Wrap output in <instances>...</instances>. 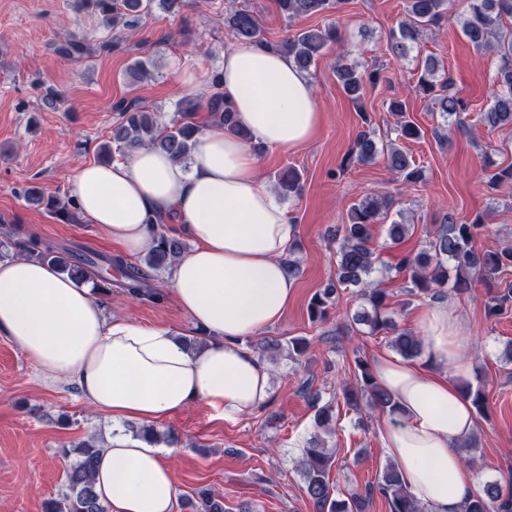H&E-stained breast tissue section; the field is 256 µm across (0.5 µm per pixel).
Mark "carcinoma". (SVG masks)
I'll list each match as a JSON object with an SVG mask.
<instances>
[{"label":"carcinoma","mask_w":512,"mask_h":512,"mask_svg":"<svg viewBox=\"0 0 512 512\" xmlns=\"http://www.w3.org/2000/svg\"><path fill=\"white\" fill-rule=\"evenodd\" d=\"M344 0H276L279 13L287 20L310 17L338 8ZM158 5L165 12L177 14L186 6V0H76V8L90 10L101 17L107 27L115 28L122 24L132 26L133 20L152 11ZM452 0H407V18L399 24L398 31L392 33L388 51L397 59L408 57L414 44L423 31L436 28L448 15ZM512 18V0H467L466 14L460 30L465 39L475 49H492L499 54L500 66L493 80L491 102L481 112V120L494 129H512V34L498 36L495 29L503 18ZM224 31L232 40H248L265 44L286 54L294 65L304 73H310L317 66L324 49L340 40L339 31L334 25L323 28L304 29L293 37L274 44L264 35L259 16L247 7L229 6L224 10ZM89 48L82 42L72 39L57 47V52L67 58L81 57ZM416 87L431 97L438 106L441 117L454 118L455 124H463L462 114L467 105L451 93V82L447 70L441 68L432 57H427L417 66ZM336 78L344 93L354 102L361 100L365 84L376 85L385 79L383 71L373 69L360 71L356 66L340 59L336 64ZM206 110L210 120L223 124L239 138L248 139L247 133L238 128L233 113L224 103V93H214L206 102L192 96L184 98L177 118L171 125L161 127L155 113L130 103L120 106L121 123L114 129L112 139L125 149L132 151L142 146H151L166 153L176 163L188 164L196 146L199 126L194 121L195 113ZM389 112L400 117L394 131L399 140H418L421 128L412 120L405 119L406 101L393 99ZM386 156L388 168L407 183L423 180V169L415 164L412 156L392 142H379L366 130L361 131L353 144L349 159L366 162L378 155ZM482 176L490 187H499L512 180V168L498 170L486 167ZM278 190L286 198L300 190L298 171L289 169L278 177ZM28 201L32 205L43 206L58 220L74 223L80 213L74 200L62 203L56 199H46L35 189L28 191ZM393 201L388 196L365 194L351 207L350 220L336 228L335 237L340 239L336 248L335 277L314 294L308 307L309 318L317 320L326 316L344 288L359 289L364 305L352 315V322L361 326L359 333L370 336L389 333L390 347L406 360L418 357L422 341L410 331L398 332L387 316L389 305L387 294L381 288L371 286L368 278L374 271L375 257L370 247L371 227L388 218ZM484 224L477 217L472 222L458 223L447 217L445 224L435 231L426 247L419 252L406 254L397 264L398 271L408 275L411 294H429L438 287L448 285L458 292L470 290L474 283H489L512 267V247L499 251H478L474 242L482 234ZM15 257H35L54 265L58 271L70 276L86 277L92 269L118 266L123 281L120 288L131 296L158 298L151 292L142 269L128 265L118 257L104 254H86L72 257L68 252L53 245L42 246L31 238H23L15 233L0 242V250ZM186 250L185 242L169 236L160 229L152 230V241L144 256L146 266L155 271L170 268L175 259ZM310 348V340L294 337L286 342L266 341L257 345L262 352L287 353V356H303ZM353 381L343 388L344 403L349 410L362 415L366 410L385 413L395 407L390 393L374 382L372 368L368 360L358 356L354 367L349 370ZM464 396L470 400L478 415L484 414L487 394L485 387L474 386L469 382L461 384ZM336 414L333 406L327 404L319 408L316 427L326 433L333 431ZM135 437L168 446L177 444L178 438L171 432H160L154 426L142 427ZM101 447L93 438L71 448L62 449L64 457L76 455V460L65 469L64 491L59 496L44 502V512H107L93 481ZM335 463V453L324 444L313 441L303 449L297 461L303 477V491L313 504L316 512H368L374 497L385 499L389 512H430V508L417 502L403 486L396 467L387 465L378 480L360 492L341 493L331 481V471ZM192 512H224L220 496L209 487H199L193 491L188 501ZM464 512H512V478L507 486L498 481L483 483L465 506Z\"/></svg>","instance_id":"carcinoma-1"}]
</instances>
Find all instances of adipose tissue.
<instances>
[{"label": "adipose tissue", "instance_id": "obj_1", "mask_svg": "<svg viewBox=\"0 0 512 512\" xmlns=\"http://www.w3.org/2000/svg\"><path fill=\"white\" fill-rule=\"evenodd\" d=\"M220 74L247 139L210 123L200 129L189 164L143 146L122 161L84 165L74 177L81 214L129 253L150 245L153 224L177 217L193 242L167 277L183 330L108 314L88 281L49 264L0 260V334L44 384L75 386L116 421L150 424L195 402L231 418L262 408L272 395L266 361L243 340L276 324L293 297L283 260L296 247L298 228L261 178L253 147L302 148L322 116L310 78L274 49L231 41ZM415 325L424 363L386 354L372 361L375 381L397 407L383 418L379 439L418 502L434 512H464L479 488L458 453L475 427L456 381L471 367L464 330L444 303L426 306ZM200 329L209 335L201 347L177 339ZM95 487L108 512H176L166 451L138 440H107Z\"/></svg>", "mask_w": 512, "mask_h": 512}]
</instances>
